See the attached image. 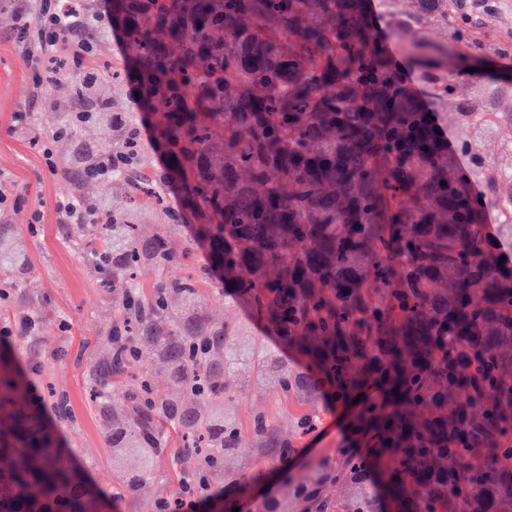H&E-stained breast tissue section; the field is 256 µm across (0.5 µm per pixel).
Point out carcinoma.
Returning <instances> with one entry per match:
<instances>
[{"instance_id": "cac0c4a2", "label": "carcinoma", "mask_w": 512, "mask_h": 512, "mask_svg": "<svg viewBox=\"0 0 512 512\" xmlns=\"http://www.w3.org/2000/svg\"><path fill=\"white\" fill-rule=\"evenodd\" d=\"M417 2L424 20L448 16L444 0ZM110 14V30H84L72 50L112 34L128 54L101 66L92 51L88 66L62 76L73 110L51 125L68 137L63 162L78 194L101 184L97 164L110 156L112 189L131 202L114 210L100 197L102 223L63 228L97 242L112 288L86 378L113 462L134 453L133 481L158 478L172 427L185 448L175 466L241 489L235 506L245 512H381L382 490L393 512H467L474 501L496 512L512 497V267L485 236L489 194L473 192L456 158L472 156L490 194L512 204V188L475 150L499 131L496 89L448 113L452 152L385 52L366 0H112ZM449 35L480 48L465 24ZM405 53L439 98L459 97L470 54L436 78L428 47L410 40ZM129 82L135 111L118 112L112 88ZM142 209L161 224L191 220L192 238L178 249L143 230ZM176 264L190 273L150 291L136 282L142 268L162 276ZM29 269L17 225L1 224L0 274L21 287ZM208 288L230 289L307 371L242 323L212 319ZM145 356L167 387L122 390L121 376ZM242 373L300 402L319 388L341 401L374 390L370 446L338 449L297 477L288 438L259 413L252 433L281 482L273 497L247 494L255 479L224 466L239 441L232 394ZM38 376L0 345V512H106L48 420L69 419V405L37 398ZM322 482L351 493L334 504L309 497L307 486Z\"/></svg>"}]
</instances>
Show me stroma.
<instances>
[{
	"instance_id": "obj_1",
	"label": "stroma",
	"mask_w": 512,
	"mask_h": 512,
	"mask_svg": "<svg viewBox=\"0 0 512 512\" xmlns=\"http://www.w3.org/2000/svg\"><path fill=\"white\" fill-rule=\"evenodd\" d=\"M490 2L488 10L477 8L476 0H451L450 5L455 15L471 18L474 42L499 46L500 56L488 62L502 87L492 109L512 113V0ZM369 11L396 62H403L402 48L411 39L434 47L442 65L458 50L448 40L447 23L419 20L415 0H372ZM18 25L15 0H0V189L20 201L16 207H0V224L19 225L31 258L26 287H11L0 277V310L20 315L28 309V297L41 299L48 341L31 344L30 354L43 382L66 394L71 405L72 419L58 425L69 463L83 472L92 489L115 497L116 512H155L157 498L182 496V475L172 468L173 459L182 452L181 443L176 434H169L162 474L156 480L117 483L112 450L89 403L85 375L91 350L104 334L109 292L103 273L89 261L84 241L65 239L53 210L55 201L70 189L60 168L65 143L54 137L49 115L69 111L70 104L51 85L34 92L32 73L17 41ZM25 109L32 112V124L21 127L14 115ZM51 162L57 163V172H49ZM36 214L41 217L37 224L32 221ZM234 411L240 441L226 465L256 478L264 491L276 490L279 466L260 453L250 433L255 412L265 413L277 430L294 433V451L288 460L294 472L308 471L336 449L362 445L361 410L353 402L321 396L301 404L274 387L256 390L241 377L234 384ZM304 414L315 424L299 434L296 420Z\"/></svg>"
}]
</instances>
